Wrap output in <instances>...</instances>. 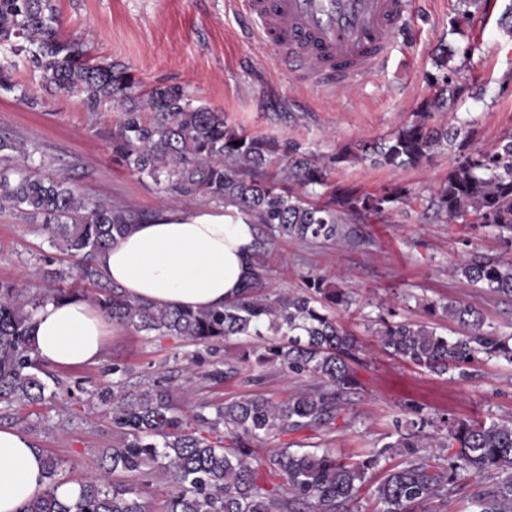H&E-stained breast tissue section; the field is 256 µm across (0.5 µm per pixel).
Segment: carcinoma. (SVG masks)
<instances>
[{"label":"carcinoma","mask_w":512,"mask_h":512,"mask_svg":"<svg viewBox=\"0 0 512 512\" xmlns=\"http://www.w3.org/2000/svg\"><path fill=\"white\" fill-rule=\"evenodd\" d=\"M29 54L42 86L57 96L77 98L90 111L102 104L117 112L113 152L127 167L147 173L176 195L203 194L224 200L252 218L257 236L254 274L236 300L224 309L179 310L130 298L106 281L95 264L97 254L129 233L144 215L87 200L62 174L39 175L28 164L30 152L0 133V205L44 218L51 246L75 259L68 277L94 287L32 293L19 282H0V404H41L58 397L38 376L32 321L48 301L87 300L112 323L137 332L173 336L187 343L216 346L231 336L265 339L263 359L281 370L318 383L311 392L280 401L261 396L214 407L206 416L189 414L172 391L157 387L131 390L117 382L98 393L110 408L119 441L110 464L79 483L78 496L65 501L53 481L59 461L45 456L44 494L19 512H150L149 465L167 475L171 491L164 512H352L367 470L377 458L346 462L324 451L298 452L283 445L254 454L267 436L330 424L341 411L340 397L354 389L350 361L357 339L336 321L333 310L357 302L353 288L309 275L304 287L281 296L268 291L261 258L291 240L356 247L360 238L350 225L408 214L418 203L447 223L491 227L512 248V133L491 148L473 145L474 130L465 124H430L448 99L466 91L448 77L425 99L412 119L370 146L374 162L391 167L416 166L434 152L454 153L446 178L427 194L406 186L374 192L333 182L329 168L314 151L275 137L252 136L231 127L224 112L194 106L179 85L149 89L116 64H94L83 43L61 34L52 0H0V46ZM453 274L493 296L512 298V261L470 250ZM429 317H445L463 332L443 334L430 322L381 316L374 331L380 349L404 362L443 374L480 357L512 364V333L498 330L462 301L431 303ZM433 427L424 432L425 426ZM448 449V466L417 455L423 441ZM387 448H403L411 459L375 488L381 512H418L433 498L448 495L461 475L477 477L492 469L512 471V423L440 418L397 431ZM122 472L143 478L140 489L110 481ZM475 512H512V477L472 498Z\"/></svg>","instance_id":"obj_1"}]
</instances>
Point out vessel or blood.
I'll list each match as a JSON object with an SVG mask.
<instances>
[{"label": "vessel or blood", "mask_w": 512, "mask_h": 512, "mask_svg": "<svg viewBox=\"0 0 512 512\" xmlns=\"http://www.w3.org/2000/svg\"><path fill=\"white\" fill-rule=\"evenodd\" d=\"M241 8L300 82L328 94L379 71L409 19L407 0H241Z\"/></svg>", "instance_id": "vessel-or-blood-1"}]
</instances>
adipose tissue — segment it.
Here are the masks:
<instances>
[{
    "instance_id": "1",
    "label": "adipose tissue",
    "mask_w": 512,
    "mask_h": 512,
    "mask_svg": "<svg viewBox=\"0 0 512 512\" xmlns=\"http://www.w3.org/2000/svg\"><path fill=\"white\" fill-rule=\"evenodd\" d=\"M254 242L253 224L235 208L165 209L116 238L96 264L132 297L161 307L220 309L252 277ZM107 323L84 302H46L33 318L39 360L61 367L96 363ZM47 486L43 453L25 435L0 428V512H18Z\"/></svg>"
}]
</instances>
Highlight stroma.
<instances>
[{"label": "stroma", "instance_id": "35a3bbf8", "mask_svg": "<svg viewBox=\"0 0 512 512\" xmlns=\"http://www.w3.org/2000/svg\"><path fill=\"white\" fill-rule=\"evenodd\" d=\"M65 37L83 42L95 63L118 62L146 86H185L195 104L223 111L230 125L255 136L297 141L329 160L338 184L374 191L406 186L425 192L448 173L449 156L440 150L414 167L394 168L370 160L335 162L346 146L384 137L407 122L432 95L434 60L440 47L453 56L447 72L473 85L452 112L435 121L471 125L480 147L512 131V32L499 22L512 0H481L470 19L458 0H411L409 28L392 38L383 68L359 86L324 95L301 83L282 58L255 38L233 0H53ZM11 63L16 83L30 101L0 91V130L31 151L38 171L71 177L90 200L145 213L173 207L190 213L215 205L202 195L172 196L145 174L130 172L112 156L117 114L111 106L90 112L74 98L51 95L25 56L0 52ZM364 240L358 248L318 243H279L270 255V287L280 295L298 291L305 275H325L336 285L357 289L350 310L337 319L355 334L360 349L352 363L358 387L344 398L334 423L264 439L263 449L290 443L300 452L330 450L346 461L377 457L358 492L356 512H377L374 487L404 466L406 455L386 450L396 425L433 421L447 414L458 419L512 421V365L482 359L467 369L438 375L382 352L372 334L379 307L400 317L426 320V303H473L488 323L512 325V300L487 296L451 275L463 247L489 257L507 251L494 231L446 224L411 205L408 215L357 225ZM56 267L71 258L56 251L33 217L0 206V280L19 281L31 290L51 288L43 256ZM263 343L232 337L214 347L173 337L146 335L112 326L98 363L80 368L45 366L43 381L63 395L35 406L0 407V428L26 434L43 453L60 462L57 481L78 483L91 475L116 443L101 389L113 382L144 389L173 388L182 407L209 411L213 405L245 396L273 401L312 390L307 377L286 376L278 364L260 361ZM227 368L224 380L211 373ZM490 471L459 481L446 498L429 503L430 512H472L476 491L502 481Z\"/></svg>", "mask_w": 512, "mask_h": 512}]
</instances>
